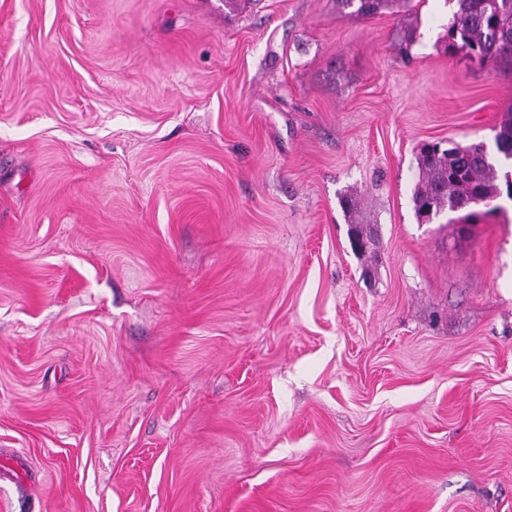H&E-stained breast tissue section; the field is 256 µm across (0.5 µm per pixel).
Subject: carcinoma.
Segmentation results:
<instances>
[{
    "label": "carcinoma",
    "instance_id": "carcinoma-1",
    "mask_svg": "<svg viewBox=\"0 0 512 512\" xmlns=\"http://www.w3.org/2000/svg\"><path fill=\"white\" fill-rule=\"evenodd\" d=\"M397 0H338L339 6L358 17L392 7ZM448 45L478 58L482 64L512 62V0H456V11L448 25ZM496 154L482 142H453L448 148L439 143L425 144L417 156L419 182L412 201L416 215L427 220L448 210L468 212L490 205L501 193L512 192L498 183L496 164L512 161V113L495 134Z\"/></svg>",
    "mask_w": 512,
    "mask_h": 512
}]
</instances>
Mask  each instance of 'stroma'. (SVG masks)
<instances>
[{"label": "stroma", "instance_id": "35a3bbf8", "mask_svg": "<svg viewBox=\"0 0 512 512\" xmlns=\"http://www.w3.org/2000/svg\"><path fill=\"white\" fill-rule=\"evenodd\" d=\"M454 10L0 0V512H512V199L412 202L512 110Z\"/></svg>", "mask_w": 512, "mask_h": 512}]
</instances>
